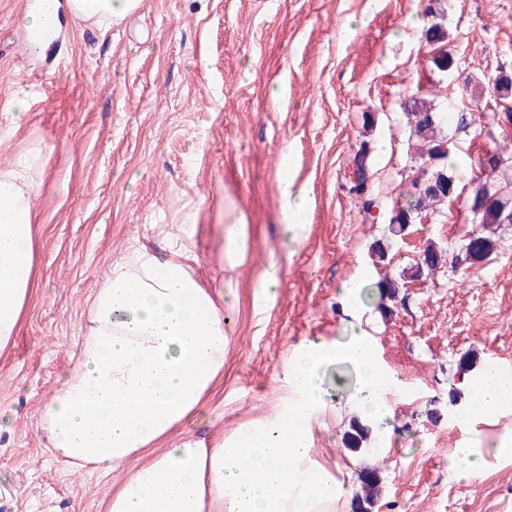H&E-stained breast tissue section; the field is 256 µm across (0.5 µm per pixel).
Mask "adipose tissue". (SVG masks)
Listing matches in <instances>:
<instances>
[{"instance_id":"obj_1","label":"adipose tissue","mask_w":512,"mask_h":512,"mask_svg":"<svg viewBox=\"0 0 512 512\" xmlns=\"http://www.w3.org/2000/svg\"><path fill=\"white\" fill-rule=\"evenodd\" d=\"M139 0H68L81 22L122 20ZM36 186L30 164L0 169V350L22 318L35 280L32 224ZM181 229L164 255L139 245L134 264L114 263L91 298L89 324L76 365L44 403L41 420L53 448L73 470L103 474L139 466L103 505V512H327L334 483L304 465L303 423L324 400L322 371L348 363L352 395L369 417L388 380L370 344L295 350L287 383L302 396L268 425H242L215 444L164 440L209 398L224 373V297L195 278L196 257ZM512 402V377L486 368L465 410L478 418Z\"/></svg>"}]
</instances>
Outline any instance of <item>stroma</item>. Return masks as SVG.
I'll list each match as a JSON object with an SVG mask.
<instances>
[{"label": "stroma", "mask_w": 512, "mask_h": 512, "mask_svg": "<svg viewBox=\"0 0 512 512\" xmlns=\"http://www.w3.org/2000/svg\"><path fill=\"white\" fill-rule=\"evenodd\" d=\"M25 3L0 0V103L20 85L32 100L25 126L0 111V169L43 153L32 173L37 286L0 352V512H100L122 482L64 470L40 409L75 365L89 298L113 264L134 261L141 243L164 249L183 225L194 274L224 292V376L171 440L215 443L271 421L296 349L362 332L389 377L386 416L340 398L307 423L310 464L336 481L335 512H356L366 468L383 486L373 512H512V453L501 450L512 403L462 416L482 369L512 370V224L494 225L485 258L465 257L472 169L490 152L512 156L501 120L512 96L491 87L512 71V0H141L107 27L62 16L41 56L26 49ZM434 21L439 45L427 40ZM443 50L451 69L434 64ZM412 94L447 115L438 133L453 140L460 182L394 237L389 213L363 212L355 162L368 145L369 194L406 202L420 164L402 109ZM292 187L308 192L297 228L282 214ZM238 222L246 257L233 266L226 235ZM430 244L447 260L418 273ZM385 278L396 301L376 294ZM356 419L372 430L369 449L347 444ZM466 455L480 459L476 475H462Z\"/></svg>", "instance_id": "obj_1"}]
</instances>
